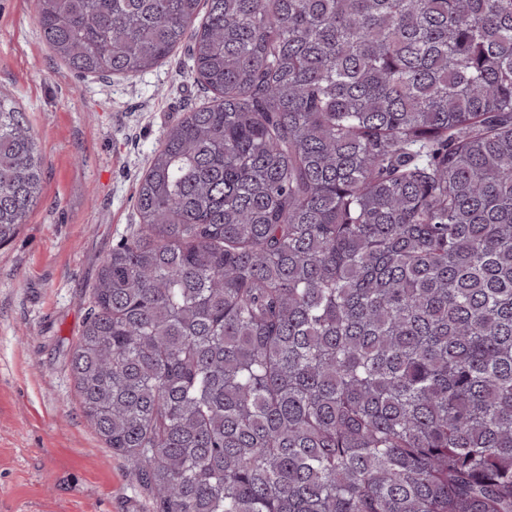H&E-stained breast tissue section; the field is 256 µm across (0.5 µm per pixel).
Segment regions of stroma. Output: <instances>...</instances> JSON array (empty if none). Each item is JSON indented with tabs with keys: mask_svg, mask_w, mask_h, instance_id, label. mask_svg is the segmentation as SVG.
<instances>
[{
	"mask_svg": "<svg viewBox=\"0 0 512 512\" xmlns=\"http://www.w3.org/2000/svg\"><path fill=\"white\" fill-rule=\"evenodd\" d=\"M187 48L138 76L81 77L50 53L33 0H0V95L25 113L42 193L0 247V512H154L84 418L69 371L103 258L136 229L164 130L209 98Z\"/></svg>",
	"mask_w": 512,
	"mask_h": 512,
	"instance_id": "1",
	"label": "stroma"
}]
</instances>
